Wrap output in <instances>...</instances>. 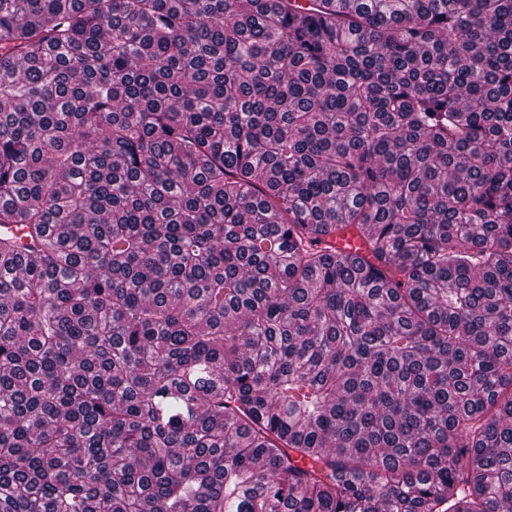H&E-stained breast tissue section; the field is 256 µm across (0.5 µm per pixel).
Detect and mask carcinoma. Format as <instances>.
<instances>
[{"instance_id": "obj_1", "label": "carcinoma", "mask_w": 512, "mask_h": 512, "mask_svg": "<svg viewBox=\"0 0 512 512\" xmlns=\"http://www.w3.org/2000/svg\"><path fill=\"white\" fill-rule=\"evenodd\" d=\"M1 224L0 512H512V0H0Z\"/></svg>"}]
</instances>
